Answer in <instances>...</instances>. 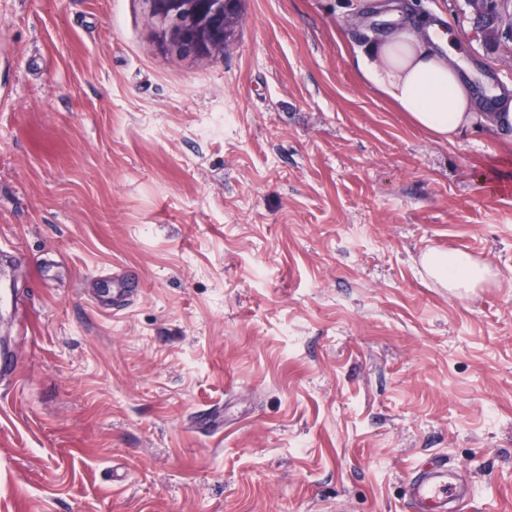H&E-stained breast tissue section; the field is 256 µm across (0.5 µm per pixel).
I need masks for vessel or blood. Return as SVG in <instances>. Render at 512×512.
Here are the masks:
<instances>
[{"label":"vessel or blood","mask_w":512,"mask_h":512,"mask_svg":"<svg viewBox=\"0 0 512 512\" xmlns=\"http://www.w3.org/2000/svg\"><path fill=\"white\" fill-rule=\"evenodd\" d=\"M111 278L114 289L108 302L116 305L134 292L138 277L130 269L118 268ZM408 500L413 512H448L450 503L464 500L457 491L455 469L438 461L424 464L410 481Z\"/></svg>","instance_id":"obj_1"}]
</instances>
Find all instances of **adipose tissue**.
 Masks as SVG:
<instances>
[{
    "instance_id": "ef3b65f1",
    "label": "adipose tissue",
    "mask_w": 512,
    "mask_h": 512,
    "mask_svg": "<svg viewBox=\"0 0 512 512\" xmlns=\"http://www.w3.org/2000/svg\"><path fill=\"white\" fill-rule=\"evenodd\" d=\"M358 64L368 82L439 140H453L486 119L500 134H512V95L497 92L491 117L479 113L454 36L438 23L410 18L391 27L359 54ZM423 265L452 291L481 287L492 276L486 264L462 252L430 250Z\"/></svg>"
}]
</instances>
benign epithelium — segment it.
Returning <instances> with one entry per match:
<instances>
[{
  "label": "benign epithelium",
  "mask_w": 512,
  "mask_h": 512,
  "mask_svg": "<svg viewBox=\"0 0 512 512\" xmlns=\"http://www.w3.org/2000/svg\"><path fill=\"white\" fill-rule=\"evenodd\" d=\"M505 0H470L477 24L487 43L512 42V20L502 22ZM239 19V0H155L149 15L161 29L163 49L181 54L215 57L224 54V45Z\"/></svg>",
  "instance_id": "benign-epithelium-1"
}]
</instances>
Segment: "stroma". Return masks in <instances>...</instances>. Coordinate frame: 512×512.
Returning a JSON list of instances; mask_svg holds the SVG:
<instances>
[{
  "instance_id": "35a3bbf8",
  "label": "stroma",
  "mask_w": 512,
  "mask_h": 512,
  "mask_svg": "<svg viewBox=\"0 0 512 512\" xmlns=\"http://www.w3.org/2000/svg\"><path fill=\"white\" fill-rule=\"evenodd\" d=\"M148 12L0 0V512H411L434 459L512 512V141L436 142L357 64L411 13L507 92L512 43L467 0H240L195 57ZM423 265L432 278L451 291L479 288L492 277L486 264L462 252L428 250ZM117 288L112 289V297L98 298L97 302L101 306H109L112 304V308H115L120 302H122L128 295L135 291V287L138 283V276L134 271L128 268H117L112 270L111 277Z\"/></svg>"
}]
</instances>
